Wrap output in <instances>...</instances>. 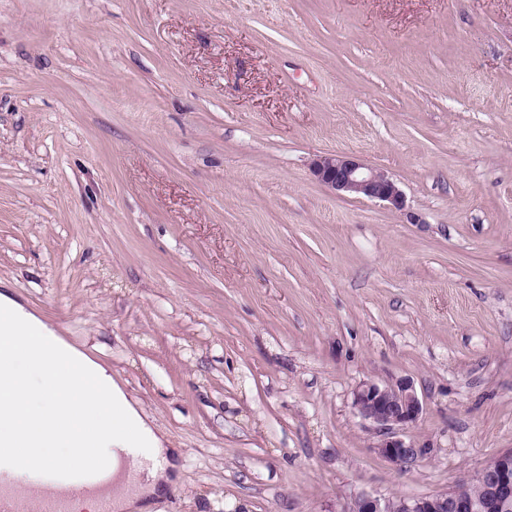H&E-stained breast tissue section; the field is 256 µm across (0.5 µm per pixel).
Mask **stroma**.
<instances>
[{"instance_id": "obj_1", "label": "stroma", "mask_w": 512, "mask_h": 512, "mask_svg": "<svg viewBox=\"0 0 512 512\" xmlns=\"http://www.w3.org/2000/svg\"><path fill=\"white\" fill-rule=\"evenodd\" d=\"M0 280L180 449L154 512L454 488L512 451V0H0ZM310 170L320 184L338 196L355 195L407 211L405 193L384 171L369 167L359 158L349 155L317 157ZM357 414L371 423L380 440L377 452L399 470H410L434 452V448L408 440L405 430L423 414V401L411 381L395 384L363 382L354 392Z\"/></svg>"}]
</instances>
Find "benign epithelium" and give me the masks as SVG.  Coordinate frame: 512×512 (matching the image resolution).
<instances>
[{"mask_svg":"<svg viewBox=\"0 0 512 512\" xmlns=\"http://www.w3.org/2000/svg\"><path fill=\"white\" fill-rule=\"evenodd\" d=\"M310 170L320 184L338 195H355L407 211L405 193L385 172L349 155L318 157ZM357 414L371 423L380 440L377 452L400 470H410L434 449L407 439L405 430L423 414V401L410 381L395 384L368 381L354 392ZM486 497L477 503L457 494L437 492L419 498H384L363 493L355 498L350 512H505L512 505V451L498 456L494 467L479 473Z\"/></svg>","mask_w":512,"mask_h":512,"instance_id":"1","label":"benign epithelium"}]
</instances>
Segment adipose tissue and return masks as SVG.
Here are the masks:
<instances>
[{"instance_id":"adipose-tissue-1","label":"adipose tissue","mask_w":512,"mask_h":512,"mask_svg":"<svg viewBox=\"0 0 512 512\" xmlns=\"http://www.w3.org/2000/svg\"><path fill=\"white\" fill-rule=\"evenodd\" d=\"M34 375L42 378L36 388ZM88 444L110 461L108 493L117 512H151L152 499L172 483V449L103 365L0 290V448L25 447L32 462L67 469ZM143 456L159 464L137 485L128 472ZM0 482L29 512H41L61 493L37 479L29 464L0 463Z\"/></svg>"}]
</instances>
